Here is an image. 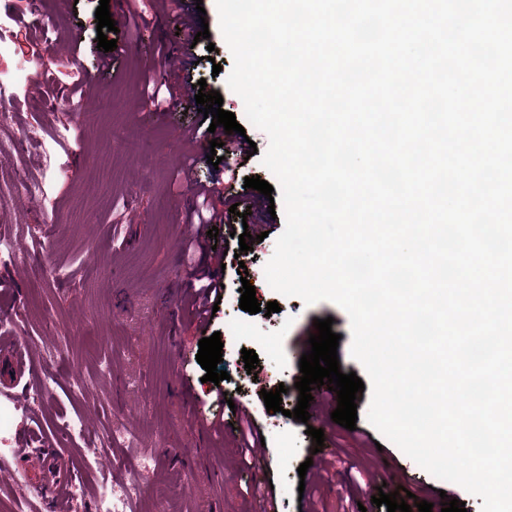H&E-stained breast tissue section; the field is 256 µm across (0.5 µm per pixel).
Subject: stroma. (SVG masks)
<instances>
[{
  "mask_svg": "<svg viewBox=\"0 0 512 512\" xmlns=\"http://www.w3.org/2000/svg\"><path fill=\"white\" fill-rule=\"evenodd\" d=\"M100 0H68L50 46L40 44L25 0H0V24L17 52L34 54L43 71L79 54L87 83L78 91L20 81L11 105L13 127L0 128V141L15 139L32 125L42 142L28 143L14 155L0 154V187L19 178L40 182L49 205L24 193L0 197V233L12 236L16 251L29 253L36 240L51 241L43 272L0 259V335L19 351L43 359L48 346L64 356L51 366L57 379L52 394L35 408L28 426H12L0 467L21 469V450H41L44 442L83 458L71 488L68 512H96L97 502L136 478L146 494L134 512H257L271 499L274 512H387L372 504L379 490L406 488L418 500L441 505L464 502L467 512H481V498L461 486L439 480L419 467L368 421L371 393L357 394L355 430L333 422L336 401H329L309 422L287 415L298 403L294 384L299 361L309 351L317 319L332 318L340 334L337 348L342 373L364 376L352 357L348 314L330 301L305 304L278 295L267 283L264 266L285 228L284 216H271L268 200L246 188V178L272 181L262 164L269 138L249 124L244 103L227 85L233 57L219 28L216 0H203L214 51L193 50L195 70L180 67L177 57L187 43L177 13L149 6L145 22L120 27L116 39L124 53L114 71L100 75L105 56L97 46L95 11ZM221 72H213V64ZM181 85L204 78L223 98L257 151L236 172L207 162L210 145L188 147L181 135L201 117L196 105L168 107L152 115L140 106L145 76ZM111 96L112 109L96 112L95 99ZM123 124L132 149L109 135ZM198 159L191 175L181 171L188 154ZM220 181L225 196L238 205L225 213L218 234L202 247L184 251L194 229L188 216L196 201L190 182ZM257 236L252 256L243 262L259 303L278 302L271 316L240 309V284L226 269V290L208 328H199L184 307L196 270L214 267L232 234ZM217 332L223 343L220 369L230 378L204 381L198 342ZM255 350L262 368L259 382L243 381L242 349ZM92 379L85 398L72 399L73 373ZM242 386L243 407L265 440L262 467L241 453V434L233 410L216 397L220 388ZM286 387L282 409L267 410L262 391ZM223 418L219 433L207 420ZM323 429L316 444L307 427ZM111 429L129 433L123 446L99 452ZM306 476H299L301 463Z\"/></svg>",
  "mask_w": 512,
  "mask_h": 512,
  "instance_id": "1",
  "label": "stroma"
}]
</instances>
